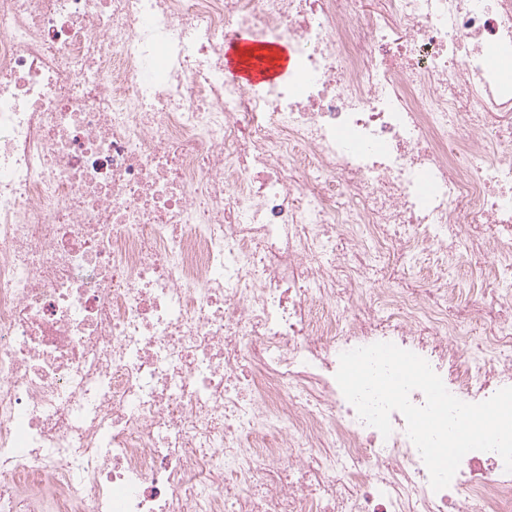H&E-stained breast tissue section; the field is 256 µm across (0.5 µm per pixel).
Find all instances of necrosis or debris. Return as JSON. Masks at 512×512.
Here are the masks:
<instances>
[{
	"mask_svg": "<svg viewBox=\"0 0 512 512\" xmlns=\"http://www.w3.org/2000/svg\"><path fill=\"white\" fill-rule=\"evenodd\" d=\"M380 341L512 386V0H0V512H512L358 417ZM252 43L253 41L247 39L243 34L236 41L229 43L225 47V66L235 71L241 81L247 84L272 81L277 75V70H286L288 68L290 53L287 46L274 45L264 53V45ZM245 45L247 46L241 50V54L245 57L264 54L260 57L243 58L238 54V48ZM493 261L490 259L483 264L470 263L466 257L461 258L455 269V275L461 281L464 293L473 297L490 288H500L501 284L494 276Z\"/></svg>",
	"mask_w": 512,
	"mask_h": 512,
	"instance_id": "obj_1",
	"label": "necrosis or debris"
}]
</instances>
